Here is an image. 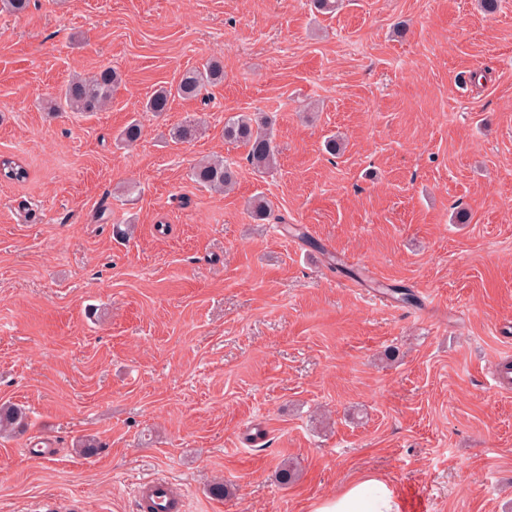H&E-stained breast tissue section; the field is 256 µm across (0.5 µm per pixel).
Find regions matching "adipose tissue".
I'll list each match as a JSON object with an SVG mask.
<instances>
[{"mask_svg":"<svg viewBox=\"0 0 512 512\" xmlns=\"http://www.w3.org/2000/svg\"><path fill=\"white\" fill-rule=\"evenodd\" d=\"M313 512H400V504L383 482L370 477L317 501Z\"/></svg>","mask_w":512,"mask_h":512,"instance_id":"obj_1","label":"adipose tissue"}]
</instances>
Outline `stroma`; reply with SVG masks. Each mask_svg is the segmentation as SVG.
Instances as JSON below:
<instances>
[{"mask_svg":"<svg viewBox=\"0 0 512 512\" xmlns=\"http://www.w3.org/2000/svg\"><path fill=\"white\" fill-rule=\"evenodd\" d=\"M212 58L205 98L143 111ZM106 67V109L45 110ZM235 113L271 118L276 168ZM0 155L28 171L0 182V404L28 422L0 512H141L146 478L183 512H312L362 477L401 512H512V0H30L0 13ZM211 157L233 190L191 179ZM268 118L256 120L248 115L231 116L224 122V139L248 147L247 160L258 170L274 167L276 146L269 131ZM136 494L139 498L149 504V496L152 498L158 506L172 507L169 499L170 484L166 481L159 479H146L137 484Z\"/></svg>","mask_w":512,"mask_h":512,"instance_id":"stroma-1","label":"stroma"}]
</instances>
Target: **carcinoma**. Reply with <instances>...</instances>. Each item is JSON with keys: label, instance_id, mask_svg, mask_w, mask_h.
I'll list each match as a JSON object with an SVG mask.
<instances>
[{"label": "carcinoma", "instance_id": "cac0c4a2", "mask_svg": "<svg viewBox=\"0 0 512 512\" xmlns=\"http://www.w3.org/2000/svg\"><path fill=\"white\" fill-rule=\"evenodd\" d=\"M224 79V67L212 59L200 68L186 70L178 83L158 89L146 102L145 111L164 112L174 95L197 97L208 87ZM120 83V74L106 68L90 77L76 76L66 83L60 95L48 104L51 112H99L112 99ZM224 140L248 147L247 160L259 170L274 167L276 146L269 131L268 119L256 120L248 115L231 116L224 122ZM26 168L11 157H0V177L8 182L27 178ZM191 179L214 191L228 189L235 182V170L220 159H204L193 166ZM27 426L26 415L18 407L0 405V431L22 430Z\"/></svg>", "mask_w": 512, "mask_h": 512}]
</instances>
